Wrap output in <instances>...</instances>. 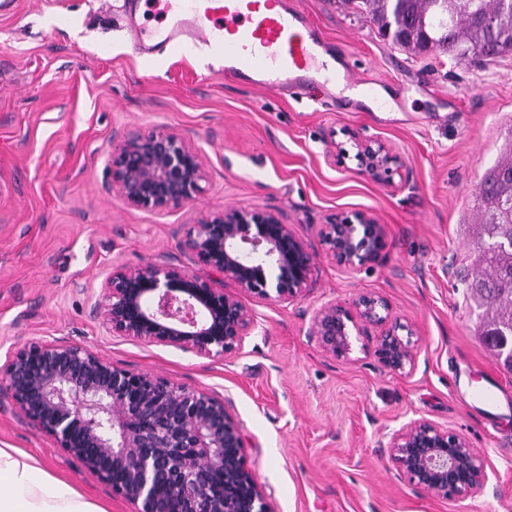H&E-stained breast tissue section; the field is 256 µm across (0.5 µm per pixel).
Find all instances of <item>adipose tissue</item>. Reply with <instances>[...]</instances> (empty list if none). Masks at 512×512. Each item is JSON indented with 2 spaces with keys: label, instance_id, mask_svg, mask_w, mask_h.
<instances>
[{
  "label": "adipose tissue",
  "instance_id": "obj_1",
  "mask_svg": "<svg viewBox=\"0 0 512 512\" xmlns=\"http://www.w3.org/2000/svg\"><path fill=\"white\" fill-rule=\"evenodd\" d=\"M0 512H100L70 484L48 475L30 456L0 448Z\"/></svg>",
  "mask_w": 512,
  "mask_h": 512
}]
</instances>
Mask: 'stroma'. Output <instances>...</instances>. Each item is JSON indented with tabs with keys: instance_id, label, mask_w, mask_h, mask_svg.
Returning <instances> with one entry per match:
<instances>
[{
	"instance_id": "stroma-1",
	"label": "stroma",
	"mask_w": 512,
	"mask_h": 512,
	"mask_svg": "<svg viewBox=\"0 0 512 512\" xmlns=\"http://www.w3.org/2000/svg\"><path fill=\"white\" fill-rule=\"evenodd\" d=\"M349 56L359 77L393 79L402 104L338 112L225 76L199 44L145 62L119 0H15L0 11V374L32 341L87 347L227 402L274 512H512V372L475 332L468 298L484 173L512 142V54L482 64L418 54L379 37L347 0H294ZM170 127L205 156L191 202L163 212L126 206L111 189L114 137ZM378 139L400 159L390 182L338 159L351 137ZM279 212L315 253L305 295L270 302L185 254L201 212ZM368 210L386 246L368 268L326 255L322 224ZM165 261L239 296L254 326L229 357L112 335L92 309L113 268ZM386 299L421 339L412 371L378 360L364 324L348 357L311 334L325 304ZM495 384L496 416L473 396ZM425 418L464 435L488 462L480 496L417 492L389 460L390 434ZM0 448L35 457L103 512H137L19 414L0 389Z\"/></svg>"
}]
</instances>
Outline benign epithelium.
I'll use <instances>...</instances> for the list:
<instances>
[{"instance_id":"benign-epithelium-1","label":"benign epithelium","mask_w":512,"mask_h":512,"mask_svg":"<svg viewBox=\"0 0 512 512\" xmlns=\"http://www.w3.org/2000/svg\"><path fill=\"white\" fill-rule=\"evenodd\" d=\"M355 146L364 174L389 181L397 157L387 145L370 140ZM108 163L112 190L137 209L164 211L191 201L207 178L201 151L167 127L127 133L112 143ZM320 236L332 261L355 270L378 259L386 228L370 212H341L322 225ZM182 248L271 302L296 299L311 283L314 254L272 210L212 211ZM94 310L119 336L207 357L236 353L252 325L250 311L236 297L158 261L112 270ZM362 323L380 328L376 353L386 368L414 367L419 342L377 295L363 294L349 307L324 305L311 334L325 352L347 357L351 332ZM0 384L35 429L114 493L138 503V512H273L244 453L240 425L222 399L62 342L17 348ZM387 448L396 471L417 490L467 498L488 482L486 463L466 438L426 419L404 424Z\"/></svg>"}]
</instances>
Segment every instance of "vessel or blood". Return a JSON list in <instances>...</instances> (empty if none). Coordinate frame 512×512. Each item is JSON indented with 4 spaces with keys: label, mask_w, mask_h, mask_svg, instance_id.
<instances>
[{
    "label": "vessel or blood",
    "mask_w": 512,
    "mask_h": 512,
    "mask_svg": "<svg viewBox=\"0 0 512 512\" xmlns=\"http://www.w3.org/2000/svg\"><path fill=\"white\" fill-rule=\"evenodd\" d=\"M125 27L139 54L151 61L187 43L224 60V72L251 87L300 93L342 84L373 99L374 83L342 61L332 77L317 63L322 39L305 14L285 0H126Z\"/></svg>",
    "instance_id": "obj_1"
}]
</instances>
